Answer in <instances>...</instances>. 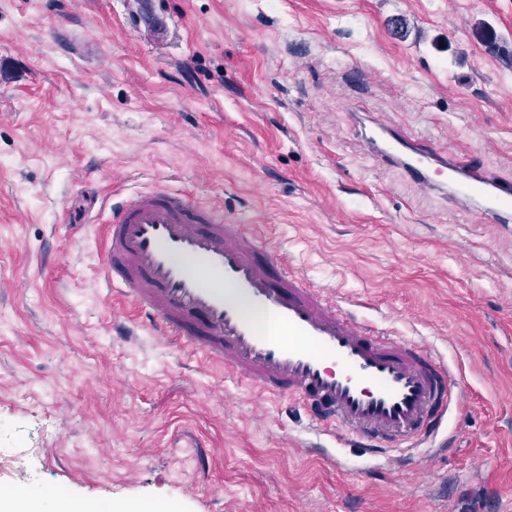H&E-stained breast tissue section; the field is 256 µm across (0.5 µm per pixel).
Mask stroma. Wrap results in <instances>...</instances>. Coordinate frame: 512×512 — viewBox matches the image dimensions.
Wrapping results in <instances>:
<instances>
[{
	"label": "stroma",
	"mask_w": 512,
	"mask_h": 512,
	"mask_svg": "<svg viewBox=\"0 0 512 512\" xmlns=\"http://www.w3.org/2000/svg\"><path fill=\"white\" fill-rule=\"evenodd\" d=\"M380 116L512 178V0H0V491L52 512H512V224L371 158ZM257 226L465 386L453 454L328 465L287 398L101 282L114 190Z\"/></svg>",
	"instance_id": "obj_1"
}]
</instances>
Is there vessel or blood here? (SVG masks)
<instances>
[{"label":"vessel or blood","mask_w":512,"mask_h":512,"mask_svg":"<svg viewBox=\"0 0 512 512\" xmlns=\"http://www.w3.org/2000/svg\"><path fill=\"white\" fill-rule=\"evenodd\" d=\"M358 127L369 153L418 187L512 223V179L376 118ZM102 245L103 283L156 338L192 344L235 379L288 396L308 431L331 441L336 468L347 448L380 467L411 448L450 449L465 393L446 358L351 313L220 208L158 183L111 206Z\"/></svg>","instance_id":"vessel-or-blood-1"}]
</instances>
